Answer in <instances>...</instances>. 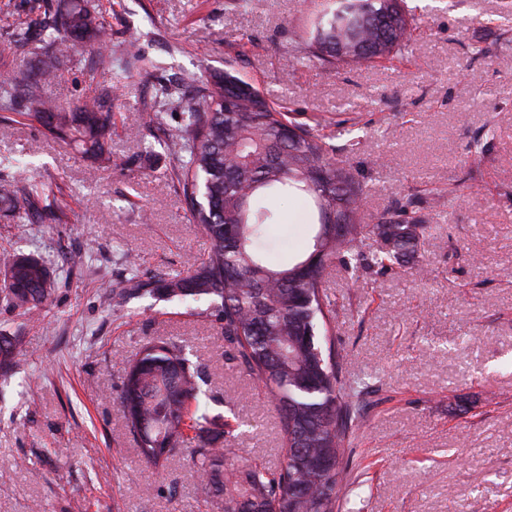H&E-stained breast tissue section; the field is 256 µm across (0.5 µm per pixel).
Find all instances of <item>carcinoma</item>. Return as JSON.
<instances>
[{
    "label": "carcinoma",
    "instance_id": "carcinoma-1",
    "mask_svg": "<svg viewBox=\"0 0 512 512\" xmlns=\"http://www.w3.org/2000/svg\"><path fill=\"white\" fill-rule=\"evenodd\" d=\"M44 9V26L61 46L68 39L98 53L107 40V24L91 0H34ZM404 0H320L306 54L330 64L353 65L387 58L411 39ZM55 77L47 66L32 82L21 71L0 78V100L26 87L34 108L24 113L43 127L102 154V139L112 131L106 109L109 91L85 100L78 112H58L45 93ZM157 95L180 109L185 123L177 138L182 158L175 177L191 212L209 239L207 254L176 277L132 274L112 289L120 304L134 295H158L181 303L205 301L203 313L215 318L224 340L247 372L269 391L280 416L286 454L275 471L262 469L224 447L233 437L224 414H213L206 375L192 353L174 338L147 343L124 367L120 408L133 434L142 464L159 470L178 448L191 449L200 493L217 512H335L344 497L339 479L345 454L350 406L339 403L330 319L324 311L323 276L336 263L358 269H388L414 255L425 225L414 202L374 225L356 223L358 193L348 171L336 166L333 146L319 130L269 105L252 85L230 73L216 77L202 94L184 98L162 85ZM47 185L22 189L30 209L38 210ZM299 201L314 226L305 251L294 262L272 264L269 229L278 223L277 203ZM346 211L342 239L323 233L327 214ZM387 246L368 258L357 250L368 233ZM324 263L309 276L297 272L315 252ZM0 303L22 316L48 308L55 282L47 262L15 249L6 255ZM22 338L0 335V369L13 367ZM327 458L331 469L317 462ZM302 486L296 500L288 490Z\"/></svg>",
    "mask_w": 512,
    "mask_h": 512
}]
</instances>
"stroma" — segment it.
I'll list each match as a JSON object with an SVG mask.
<instances>
[{
  "label": "stroma",
  "instance_id": "obj_1",
  "mask_svg": "<svg viewBox=\"0 0 512 512\" xmlns=\"http://www.w3.org/2000/svg\"><path fill=\"white\" fill-rule=\"evenodd\" d=\"M93 2L108 49L61 56L31 0H0V19L35 36L17 48L0 32V59L34 77L55 61L47 93L64 111L123 78L104 156L19 117L0 122V182H43L67 204L58 222L0 205V250L42 255L56 280L39 318L0 305V333L23 338L15 369L0 372V512H204L188 450L146 467L120 412L126 362L159 338L192 347L210 411L238 426L237 454L280 465L277 412L229 359L218 322L157 296L112 298L132 272L176 275L207 252L172 179L179 155L162 144L184 116L155 94L192 73L191 97L227 72L329 136L365 223L411 199L426 225L400 266L325 275L339 378L367 385L339 512H512V0H405L410 44L340 67L288 62L304 47L302 0ZM345 113L355 136L337 133ZM280 208L285 260L310 227L295 200Z\"/></svg>",
  "mask_w": 512,
  "mask_h": 512
}]
</instances>
